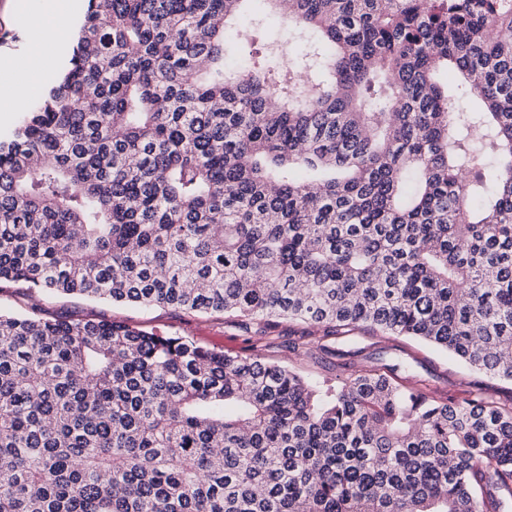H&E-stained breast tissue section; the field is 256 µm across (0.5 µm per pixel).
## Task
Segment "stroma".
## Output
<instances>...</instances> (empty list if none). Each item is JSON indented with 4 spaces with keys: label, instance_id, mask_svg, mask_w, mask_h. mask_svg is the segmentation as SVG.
Here are the masks:
<instances>
[{
    "label": "stroma",
    "instance_id": "1",
    "mask_svg": "<svg viewBox=\"0 0 512 512\" xmlns=\"http://www.w3.org/2000/svg\"><path fill=\"white\" fill-rule=\"evenodd\" d=\"M36 17L35 7L28 0H0V90L13 81L14 63L32 47H41L53 64L52 73L37 80L34 96L43 95L66 66L67 50L77 36V26H70L58 37L39 44L33 37ZM33 308L48 317L107 319L137 324L158 334L186 336L202 346L231 355L252 351V328L234 320L208 319L172 308L119 305L78 295L47 293L33 297L23 285H0L1 311L23 313ZM312 338V329L283 323L274 330L262 354L309 379L329 382L335 381L337 375L353 373L369 363L363 352L353 358L337 359L317 353L295 352L288 347L291 341L307 343ZM394 345L410 355L413 371L423 386L436 396L459 399L475 388L489 400L512 401L511 382L472 371L448 353L422 343L400 338Z\"/></svg>",
    "mask_w": 512,
    "mask_h": 512
}]
</instances>
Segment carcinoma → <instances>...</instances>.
Segmentation results:
<instances>
[{
  "instance_id": "cac0c4a2",
  "label": "carcinoma",
  "mask_w": 512,
  "mask_h": 512,
  "mask_svg": "<svg viewBox=\"0 0 512 512\" xmlns=\"http://www.w3.org/2000/svg\"><path fill=\"white\" fill-rule=\"evenodd\" d=\"M261 1L289 64L230 68ZM2 281L512 382V0H88L0 142ZM0 512H512V402L0 313ZM264 29L266 32H261L260 37L265 40L269 37L272 41H277L283 45V53L277 59V64L280 66L283 59L288 58V41L291 37L288 33V27L281 24L277 18L271 16L266 19ZM369 345L372 346V349L395 345L393 348L402 350L404 353L397 350L390 352H396L405 358L411 364L418 378L422 380L423 387L438 397L452 396L461 399L473 387L480 390L488 400L502 403H510L512 400L511 382L472 371L448 353L429 345L401 338L395 341L390 339L387 342L377 336L362 333L358 338L357 346Z\"/></svg>"
}]
</instances>
